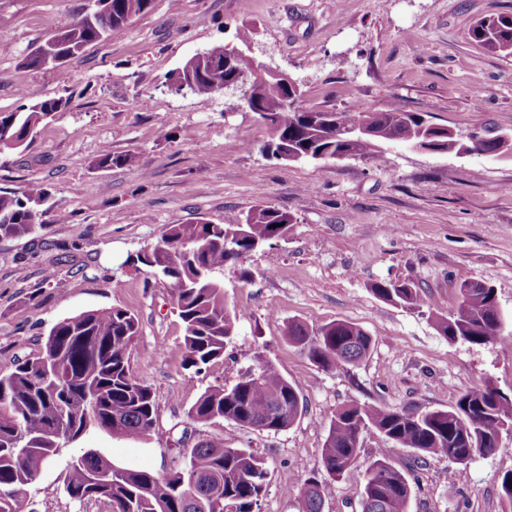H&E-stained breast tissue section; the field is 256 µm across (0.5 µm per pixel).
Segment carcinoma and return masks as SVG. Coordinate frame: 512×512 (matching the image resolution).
Instances as JSON below:
<instances>
[{
	"instance_id": "cac0c4a2",
	"label": "carcinoma",
	"mask_w": 512,
	"mask_h": 512,
	"mask_svg": "<svg viewBox=\"0 0 512 512\" xmlns=\"http://www.w3.org/2000/svg\"><path fill=\"white\" fill-rule=\"evenodd\" d=\"M108 24L82 18L60 29L62 59L78 56L84 48L128 24L146 11L152 0H107ZM471 38L484 50L508 57L502 47L512 45V15L478 21ZM227 50L216 44L204 60L186 61L182 78L193 81L192 92L206 101L229 81L232 69L224 66ZM303 91L289 99L280 82L261 80L253 100L269 114L276 155L283 139L295 143L301 158L329 161L345 156L379 159L383 146L400 143L414 147L429 141L432 150L456 154L461 137L430 124L423 115L395 105L381 112L369 109L343 112L352 126L368 125L373 134L354 140L328 135L317 122L320 112L300 111ZM68 101L59 97L33 99L15 112H0V130H9V149L27 147L30 132L62 111ZM512 150L503 135L482 140V152L500 156ZM48 191L33 185L23 194L0 191V237L20 238L34 232L31 211L41 208ZM292 216L269 206L252 210L246 232L236 224H169L161 241L137 261L161 276L170 290L174 312L185 326L183 366L196 372L224 357L236 332L237 312L228 308L224 284L216 274L252 252L255 242L280 238L284 220ZM372 292L380 299L421 309L424 302L406 282L379 281ZM441 335L453 340L468 337L473 344L491 338L489 329L501 326L495 289L472 281L458 288L457 303L446 316L429 314ZM139 333V321L130 311L112 307L84 311L56 322L49 330L42 353L7 373H0V512H19L18 495L34 483L43 465L62 449L92 430L115 438L140 440L152 429L156 406L152 390L131 371L129 354ZM285 336L317 367L329 370L362 361L372 348V337L362 328L336 320L317 327L290 322ZM303 408L296 388L275 366L261 364L234 385L207 387L188 411L194 422L232 421L260 431L279 432L290 427ZM372 428L398 448L419 455H443L461 464L476 455H491L500 447L502 432L512 429V396L491 385L462 395L448 409H381L349 404L336 410L322 448V468L341 475L358 460L361 434ZM264 462L252 452L226 448L201 440L184 449L181 466L162 474L123 467L86 449L68 464L65 486L80 502L102 499L109 512H212L210 498L221 491L236 512H254L265 484ZM413 487L405 474L391 465L388 449H378L359 489L361 512H409ZM302 512H322L321 484L308 479L301 490Z\"/></svg>"
}]
</instances>
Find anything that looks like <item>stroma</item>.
Listing matches in <instances>:
<instances>
[{
    "label": "stroma",
    "mask_w": 512,
    "mask_h": 512,
    "mask_svg": "<svg viewBox=\"0 0 512 512\" xmlns=\"http://www.w3.org/2000/svg\"><path fill=\"white\" fill-rule=\"evenodd\" d=\"M90 0H0V112L36 98L69 105L19 154L0 156V190L42 184L52 207L35 234L0 239V372L39 355L56 322L121 307L139 320L133 375L157 407L147 439L93 432L46 464L19 494L21 512H109L64 489L71 457L97 448L119 463L162 473L183 436L260 457L268 472L255 512H301L299 490L317 478L323 512H361L358 490L378 449L413 483L410 512H506L512 433L499 450L456 464L418 460L374 430L342 476L321 466L328 424L349 403L445 409L493 384L512 395V157H459L401 144L378 161L288 162L268 156L271 132L234 93L201 101L167 88L188 58L253 28V55L301 82L306 108L375 111L396 104L467 134L512 130V57L470 38L479 19L512 13V0H152L150 9L83 53L45 70L22 61L79 20ZM134 155L98 166L102 150ZM267 205L289 213L287 234L226 266L224 296L239 317L222 361L182 366L184 329L166 284L130 258L167 225L243 223ZM414 283L426 308L447 313L461 282L494 287L502 325L484 344L448 340L421 313L381 300L374 283ZM343 320L373 338L361 362L314 365L285 336L289 321ZM295 386L302 416L277 433L227 420L190 421L210 385L234 384L260 362Z\"/></svg>",
    "instance_id": "obj_1"
}]
</instances>
